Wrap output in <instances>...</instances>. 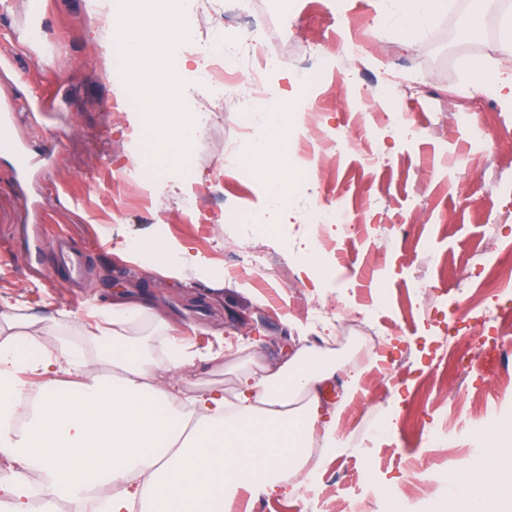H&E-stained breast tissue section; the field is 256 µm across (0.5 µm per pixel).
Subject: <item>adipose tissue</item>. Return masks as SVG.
I'll list each match as a JSON object with an SVG mask.
<instances>
[{
  "label": "adipose tissue",
  "mask_w": 512,
  "mask_h": 512,
  "mask_svg": "<svg viewBox=\"0 0 512 512\" xmlns=\"http://www.w3.org/2000/svg\"><path fill=\"white\" fill-rule=\"evenodd\" d=\"M445 0H385L382 18L393 25L426 30ZM261 138L246 161L257 174V187L270 211L282 210L291 182L287 162L274 155L285 132L280 114H262ZM280 176L270 179V167ZM116 254H141L172 274L192 270L206 281L215 267L196 260L189 247L163 243L144 251L132 244ZM141 307L133 301L98 312L111 379L84 374L75 351L55 356L34 339L38 318L0 313V458L12 470L0 478V495L11 512H31L33 491L82 505L96 500V512H227L239 492L273 495L288 473H301L309 456L311 435L323 426L333 435L336 417H323L322 398L338 367L316 360L311 349L285 353L261 380L244 377L233 414L224 412L217 390L184 394L176 384H159L158 372L215 361L206 354L169 343L166 358L145 360L122 333ZM30 372L39 401L23 431H15V402ZM75 377L60 387L58 375ZM303 409H291L296 395ZM479 467L449 471L448 494L436 512H512V423L501 425L478 453Z\"/></svg>",
  "instance_id": "ef3b65f1"
}]
</instances>
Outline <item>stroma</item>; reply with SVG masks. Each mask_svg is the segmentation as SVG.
I'll return each instance as SVG.
<instances>
[{"label":"stroma","instance_id":"obj_1","mask_svg":"<svg viewBox=\"0 0 512 512\" xmlns=\"http://www.w3.org/2000/svg\"><path fill=\"white\" fill-rule=\"evenodd\" d=\"M225 0L186 12L195 62L187 80L192 113L211 123L195 140L189 169L165 173L140 194L125 183L141 158L139 111L125 104L99 41L104 12L87 0H0V112L12 115L13 149H0V312L24 306L42 318L39 343L81 350L110 374L92 309L131 298L144 308L124 334L148 358L178 341L223 358L184 371L200 389L235 404L243 376L259 378L289 337L339 365L323 400L338 411L336 447L309 456L296 494L240 493L237 512H319L362 492L369 512H434L445 476L468 462L485 432L512 422V358L490 375L480 360L512 299V276L495 293L482 267L512 260V112L500 97L467 88L471 60L512 68V15L499 0H447L420 37L383 26L375 0H255L280 61L270 75L294 139L304 115H320L332 138H351L338 163L298 167L288 205L270 223L253 179L224 166L218 148L239 141L247 101L224 99L197 62L221 47ZM304 77L293 86L291 77ZM490 131L488 145L466 121ZM31 164L19 167L18 153ZM223 181H216V171ZM201 203L185 206L193 189ZM113 242L181 243L221 276L202 282L110 253ZM270 255L264 271L235 270L240 248ZM336 279L314 287L308 265ZM468 297L466 319L455 302ZM382 343L362 362L323 349L347 324ZM466 344L477 367L458 374L443 360ZM361 390L343 399L349 374Z\"/></svg>","mask_w":512,"mask_h":512}]
</instances>
